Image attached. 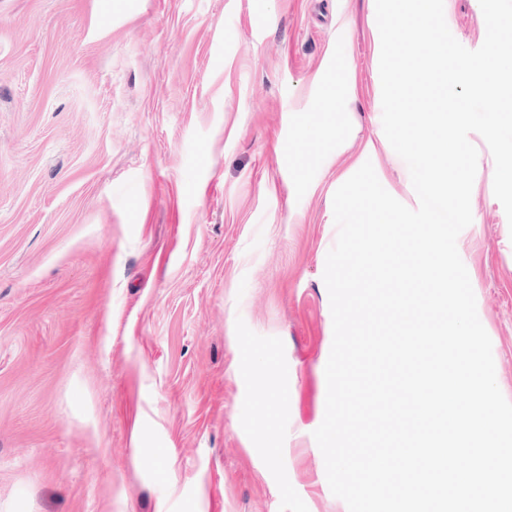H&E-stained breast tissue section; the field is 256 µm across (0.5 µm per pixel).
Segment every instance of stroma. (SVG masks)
Here are the masks:
<instances>
[{
  "mask_svg": "<svg viewBox=\"0 0 512 512\" xmlns=\"http://www.w3.org/2000/svg\"><path fill=\"white\" fill-rule=\"evenodd\" d=\"M444 13L483 44L479 0ZM376 29L375 0H0V512H348L313 433ZM469 139L457 248L512 401V224Z\"/></svg>",
  "mask_w": 512,
  "mask_h": 512,
  "instance_id": "1",
  "label": "stroma"
}]
</instances>
